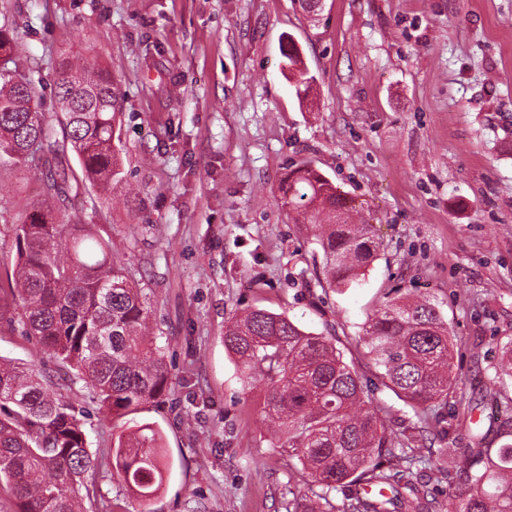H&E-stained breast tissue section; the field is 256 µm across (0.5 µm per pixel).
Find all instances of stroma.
<instances>
[{
	"label": "stroma",
	"mask_w": 512,
	"mask_h": 512,
	"mask_svg": "<svg viewBox=\"0 0 512 512\" xmlns=\"http://www.w3.org/2000/svg\"><path fill=\"white\" fill-rule=\"evenodd\" d=\"M14 57L42 80L57 129L61 57L107 67L122 98L125 179L65 211L98 225L147 293L170 371L169 394L123 418L100 414L33 337L0 320V358L50 373L103 456L86 512H286L311 495L271 445L260 389L242 386L224 326L247 307L332 334L400 434L412 412L368 368L355 338L380 305L434 302L457 339L460 394L441 440L418 448H498L512 385L490 392L512 336V0H0ZM292 34L303 72L288 67ZM310 79L311 103L294 85ZM307 162L352 198L379 243L359 284L329 287L319 246L282 204L288 168ZM43 198L30 163L0 161V275L15 227ZM163 436V486L144 502L111 463L130 426Z\"/></svg>",
	"instance_id": "stroma-1"
}]
</instances>
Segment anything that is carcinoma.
Returning a JSON list of instances; mask_svg holds the SVG:
<instances>
[{"instance_id": "cac0c4a2", "label": "carcinoma", "mask_w": 512, "mask_h": 512, "mask_svg": "<svg viewBox=\"0 0 512 512\" xmlns=\"http://www.w3.org/2000/svg\"><path fill=\"white\" fill-rule=\"evenodd\" d=\"M13 22L0 17V159L33 161L46 187L35 212L17 225L9 290L24 306L22 322L60 365L74 371L105 416L130 414L169 391L165 355L150 329L151 303L126 265L112 261L110 241L92 224L59 219L69 193L82 186L108 190L122 179L113 146L121 92L105 68L59 64L55 89L63 140L37 111L40 84L12 58ZM82 173L76 179L67 157ZM282 201L310 226L333 288H350L372 263L377 245L370 224L354 223L351 200L316 169L301 165L282 180ZM358 345L382 384L408 405L414 428L440 437L448 398L457 393L454 338L437 306L399 298L384 303L362 327ZM224 347L243 387H263L261 412L273 424V447L295 462L301 481L317 485L319 500H298L288 512H429L417 496L407 449L388 434L384 403L366 394L357 368L331 336L301 329L288 315L252 308L229 321ZM512 380V338L503 344L501 371L491 385ZM37 368L0 360V484L10 487L15 512H82L90 496L85 475L102 466L90 451L73 408L52 398ZM161 432L138 425L118 436L115 468L127 487L151 500L162 486ZM455 491L448 512H512V443L444 448ZM338 504L323 506L331 491Z\"/></svg>"}]
</instances>
